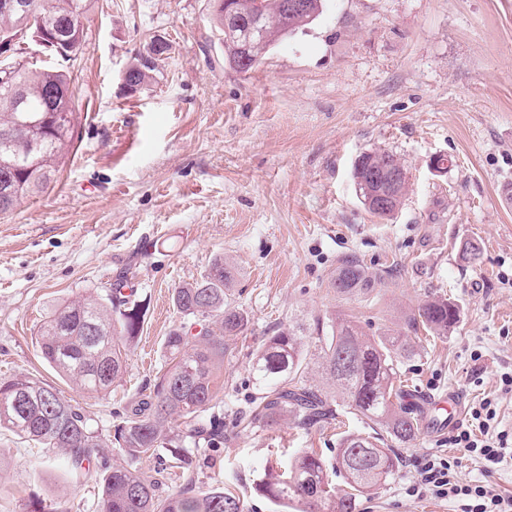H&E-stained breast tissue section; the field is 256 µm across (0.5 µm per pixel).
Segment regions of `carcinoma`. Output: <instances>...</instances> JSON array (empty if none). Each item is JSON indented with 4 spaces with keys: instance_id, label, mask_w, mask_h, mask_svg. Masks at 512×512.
<instances>
[{
    "instance_id": "carcinoma-1",
    "label": "carcinoma",
    "mask_w": 512,
    "mask_h": 512,
    "mask_svg": "<svg viewBox=\"0 0 512 512\" xmlns=\"http://www.w3.org/2000/svg\"><path fill=\"white\" fill-rule=\"evenodd\" d=\"M30 2L47 22L58 18L65 6L73 7L81 22L76 35L85 39L89 0ZM215 2L214 19L224 32V64L231 69L245 52L251 55L250 66H256L277 42L307 28L322 10V0H307V13L286 18L280 0H262V33L249 36L247 25L226 23L224 0ZM150 52L146 49L129 68L128 79L140 90L151 83L156 70L157 58ZM72 85L67 71L27 59L18 64L13 83H0L1 215L43 192L60 170L74 139L73 98L54 102L47 96ZM386 155L396 158L385 151L362 153L354 175L377 166ZM234 278L233 267L216 258L200 278L174 289L177 311L196 323H207V328L194 332L192 326L181 324L165 336V372L149 393L128 405L123 425L115 430L114 440L128 456H155L165 442H173L167 431L175 424L184 428L186 437L210 448L224 442V420H206L202 413L223 390L216 379L224 363V340L242 334L249 323L246 311L230 298ZM381 280L383 276L368 271L357 258L347 257L336 267L333 287L343 296H366ZM126 287L127 275L121 274L106 299L78 296L65 301L38 332L43 358L92 397L107 394L122 379L125 349L137 338L144 320V306L124 293ZM459 319L457 304L433 297L419 308L410 326L446 336ZM410 354V344L400 336L369 337L354 322L336 318L326 323L315 320L311 336L297 325L266 337L253 357L257 393L249 411L238 417L242 428L290 415L307 426L355 414L369 420L374 433H348L340 440L336 468L345 473L346 491L332 486L319 456L303 451L261 473L254 490L283 512H356L359 497L396 473L399 460L393 445L409 444L419 432L416 404L409 401L399 372L400 359ZM312 363L321 365L334 391L309 381ZM0 427L61 451L78 476L90 474L89 465L100 462L99 512H245L243 499L222 486L196 490V465L186 454L173 455L184 484L165 496L152 471L107 467L104 442L91 428L86 411L40 381L15 378L0 384Z\"/></svg>"
}]
</instances>
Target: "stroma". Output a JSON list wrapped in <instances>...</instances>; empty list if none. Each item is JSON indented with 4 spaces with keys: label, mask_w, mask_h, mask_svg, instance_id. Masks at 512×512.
I'll return each instance as SVG.
<instances>
[{
    "label": "stroma",
    "mask_w": 512,
    "mask_h": 512,
    "mask_svg": "<svg viewBox=\"0 0 512 512\" xmlns=\"http://www.w3.org/2000/svg\"><path fill=\"white\" fill-rule=\"evenodd\" d=\"M74 77V144L56 181L0 216V383L29 377L84 408L112 439L131 400L166 366L163 341L182 317L172 291L218 256L238 276L233 298L247 312L226 343L224 420L218 451L180 443L198 457L200 489L225 485L246 512H277L253 489L265 468L299 451L321 456L336 488L343 433L364 421L316 427L283 419L245 431L235 411L255 392V350L295 322L353 321L371 336L410 337L400 369L428 399H462L459 427L491 399L499 429L512 431V0H323L317 19L282 39L247 72L224 64L212 0H92ZM170 43L157 79L131 93L122 73L152 37ZM388 150L405 166L399 209L365 207L353 165ZM481 246L465 261L463 243ZM384 273L364 297L331 285L340 258ZM131 272L147 306L111 393L92 398L42 358L36 332L68 298L105 296ZM457 303L448 335L416 338L410 321L428 297ZM451 429L420 426L399 447L397 473L356 512H455L415 493L417 462L442 454L461 482L512 495V466L486 471L450 441ZM92 478H74L47 449L0 428V512H98Z\"/></svg>",
    "instance_id": "stroma-1"
}]
</instances>
